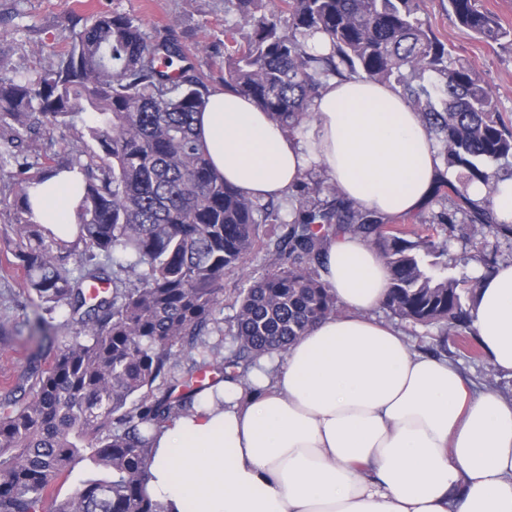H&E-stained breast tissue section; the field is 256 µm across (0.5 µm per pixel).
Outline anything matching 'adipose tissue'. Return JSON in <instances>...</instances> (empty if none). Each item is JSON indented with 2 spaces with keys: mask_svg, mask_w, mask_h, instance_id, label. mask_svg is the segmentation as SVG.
I'll list each match as a JSON object with an SVG mask.
<instances>
[{
  "mask_svg": "<svg viewBox=\"0 0 512 512\" xmlns=\"http://www.w3.org/2000/svg\"><path fill=\"white\" fill-rule=\"evenodd\" d=\"M311 111L292 131L217 90L196 127L247 198L282 197L318 170L389 220L425 204L442 157L398 88L332 77ZM81 182L63 171L32 189L35 221L73 226ZM324 247L319 273L339 314L154 432L147 495L163 512H512V399L374 316L387 270L362 237ZM474 278L471 328L494 369L512 371V262Z\"/></svg>",
  "mask_w": 512,
  "mask_h": 512,
  "instance_id": "obj_1",
  "label": "adipose tissue"
}]
</instances>
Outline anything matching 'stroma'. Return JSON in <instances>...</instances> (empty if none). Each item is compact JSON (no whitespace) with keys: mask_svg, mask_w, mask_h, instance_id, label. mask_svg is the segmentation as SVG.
Listing matches in <instances>:
<instances>
[{"mask_svg":"<svg viewBox=\"0 0 512 512\" xmlns=\"http://www.w3.org/2000/svg\"><path fill=\"white\" fill-rule=\"evenodd\" d=\"M127 13L148 31L169 30L179 41L197 50L201 68L218 67L224 57V27L238 23L224 0H0V67L34 72L48 65L52 52L69 42L78 19L100 13ZM425 19L435 34L453 47L454 59L468 65L492 91L493 104L504 120H512V45L488 44L460 29L448 14V0H426ZM445 245L441 263L450 274L470 277L482 255L512 261V247H486L480 228L440 235ZM14 246L0 234V388L22 383L34 349L28 339L33 306L24 285V272L13 254ZM476 387L489 388L512 398V372L490 369L486 357L449 355Z\"/></svg>","mask_w":512,"mask_h":512,"instance_id":"stroma-1","label":"stroma"}]
</instances>
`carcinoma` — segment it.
<instances>
[{
    "instance_id": "carcinoma-1",
    "label": "carcinoma",
    "mask_w": 512,
    "mask_h": 512,
    "mask_svg": "<svg viewBox=\"0 0 512 512\" xmlns=\"http://www.w3.org/2000/svg\"><path fill=\"white\" fill-rule=\"evenodd\" d=\"M228 2L248 32L224 28L223 90L276 123L294 130L309 120L321 79L365 75L401 88L439 136L448 165L468 180L512 177V123L420 18L424 0H279L271 12L262 0ZM448 14L482 41L512 43V29L480 0H448ZM317 33L328 41L325 54L308 45ZM427 72L439 84L425 83ZM213 91L212 74L196 69L177 39L117 12L87 19L69 49L36 73L0 70V175L16 173L9 231L38 301L31 330L52 344L58 329L79 326L48 367L40 355L30 358L29 387L0 396V512H42L81 461L103 477L85 481L54 512H162L144 490L154 455L147 432L192 405L204 390L199 375L237 380L259 356L286 351L337 312L319 275L323 242L337 230L380 251L389 273L382 304L392 315L437 326L442 345L480 355L470 330L472 284L431 260L442 254L434 236L443 224L454 232L460 214L496 249L512 246V223L497 222L466 186L444 179L435 197L448 208L417 220L418 228L389 224L317 174L300 184L287 233L265 242L259 225L281 222V206L228 184L196 132ZM87 112L94 120L83 130L100 153L85 161L73 145L60 161L49 144L29 154L36 138L76 126ZM63 169L83 174L68 238L37 223L30 203V190ZM260 250L273 270L237 289L231 347L217 360L199 340L223 332L216 312L224 277ZM186 350L199 351V360L178 377Z\"/></svg>"
}]
</instances>
